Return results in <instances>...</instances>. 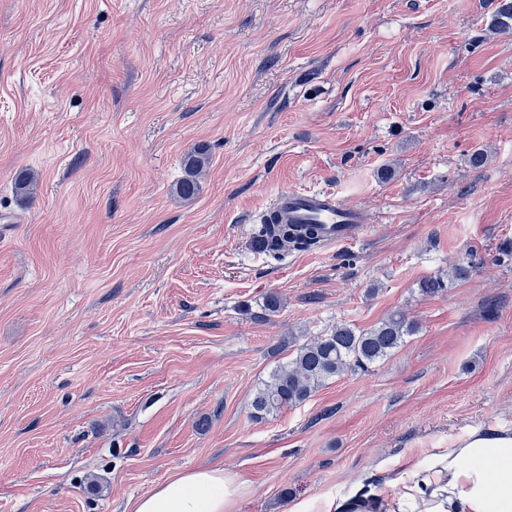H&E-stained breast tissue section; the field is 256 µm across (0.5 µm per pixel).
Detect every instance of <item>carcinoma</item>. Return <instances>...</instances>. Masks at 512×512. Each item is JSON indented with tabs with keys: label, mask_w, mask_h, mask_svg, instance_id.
<instances>
[{
	"label": "carcinoma",
	"mask_w": 512,
	"mask_h": 512,
	"mask_svg": "<svg viewBox=\"0 0 512 512\" xmlns=\"http://www.w3.org/2000/svg\"><path fill=\"white\" fill-rule=\"evenodd\" d=\"M494 34H512V0H497L489 23ZM208 163L204 146L189 152L184 160L185 176L175 188L183 200L193 199L199 191L198 176ZM472 266L459 263L451 267L447 277L423 280L420 291L437 294L470 277ZM417 324L406 314L395 311L378 325L360 330L340 323L323 336H317L296 349L295 355L277 366L253 398L252 407L258 418L300 405L328 381L356 369H365L388 358L413 335Z\"/></svg>",
	"instance_id": "1"
}]
</instances>
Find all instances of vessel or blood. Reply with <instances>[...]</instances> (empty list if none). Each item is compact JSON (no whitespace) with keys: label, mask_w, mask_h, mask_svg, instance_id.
<instances>
[{"label":"vessel or blood","mask_w":512,"mask_h":512,"mask_svg":"<svg viewBox=\"0 0 512 512\" xmlns=\"http://www.w3.org/2000/svg\"><path fill=\"white\" fill-rule=\"evenodd\" d=\"M271 209L280 222L314 228L320 248L359 240L370 230L362 211L342 203L330 192L288 188L275 195Z\"/></svg>","instance_id":"obj_1"}]
</instances>
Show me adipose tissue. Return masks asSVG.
I'll return each instance as SVG.
<instances>
[{
	"label": "adipose tissue",
	"mask_w": 512,
	"mask_h": 512,
	"mask_svg": "<svg viewBox=\"0 0 512 512\" xmlns=\"http://www.w3.org/2000/svg\"><path fill=\"white\" fill-rule=\"evenodd\" d=\"M239 474L202 466L160 483L132 512H237ZM290 512H512V427H476L447 447L408 452Z\"/></svg>",
	"instance_id": "obj_1"
}]
</instances>
